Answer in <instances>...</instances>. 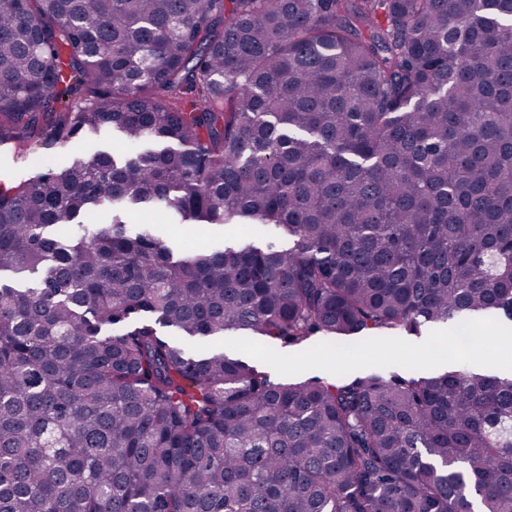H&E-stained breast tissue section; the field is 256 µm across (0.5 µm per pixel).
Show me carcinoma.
<instances>
[{
	"mask_svg": "<svg viewBox=\"0 0 512 512\" xmlns=\"http://www.w3.org/2000/svg\"><path fill=\"white\" fill-rule=\"evenodd\" d=\"M4 143L0 512H512V374L195 346L512 320V0H0ZM47 152L49 150L43 146L33 144L29 149V160L23 162L17 159L11 145L0 146V181L10 185L33 176L37 170L32 160ZM170 231L174 237L183 238L188 246L202 247L216 242L224 241V234L239 233L236 229L224 225H209L201 232H192L188 228H181L178 224H170Z\"/></svg>",
	"mask_w": 512,
	"mask_h": 512,
	"instance_id": "cac0c4a2",
	"label": "carcinoma"
}]
</instances>
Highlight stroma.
I'll list each match as a JSON object with an SVG mask.
<instances>
[{"label": "stroma", "instance_id": "1", "mask_svg": "<svg viewBox=\"0 0 512 512\" xmlns=\"http://www.w3.org/2000/svg\"><path fill=\"white\" fill-rule=\"evenodd\" d=\"M222 346L259 366L277 382L377 369L413 374L422 369L446 367L456 350L467 352L473 366L491 374L512 367V345L488 336L478 322L466 325L461 335L438 339L410 337L398 342H374L352 336L341 345L330 346L314 337L296 346L270 351L264 339L255 336L244 341L228 338Z\"/></svg>", "mask_w": 512, "mask_h": 512}]
</instances>
